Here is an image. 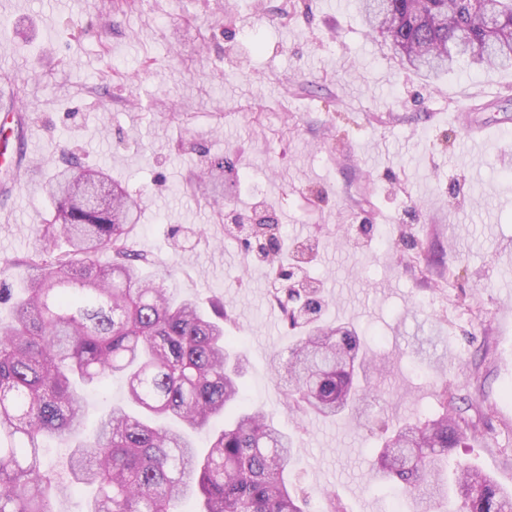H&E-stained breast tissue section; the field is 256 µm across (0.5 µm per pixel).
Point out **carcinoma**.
I'll return each mask as SVG.
<instances>
[{"instance_id": "obj_1", "label": "carcinoma", "mask_w": 512, "mask_h": 512, "mask_svg": "<svg viewBox=\"0 0 512 512\" xmlns=\"http://www.w3.org/2000/svg\"><path fill=\"white\" fill-rule=\"evenodd\" d=\"M363 23L402 64L426 76L462 60L512 68V0H356ZM50 224L21 264L20 292L1 288L13 316L0 323V512H55L64 483L45 469L42 442L69 441L84 427V390L119 375L128 406L104 413L75 445L70 482L92 490L89 512H178L187 495L199 512H309L288 482L292 437L244 402L241 358L224 335V301L213 314L148 278V256L129 244L138 198L74 157L49 183ZM275 253L270 224L251 237ZM289 326L306 328L271 367L301 415L335 419L373 395L359 379L363 342L320 322L314 288L276 289ZM389 425L369 480L413 499L423 512H512V494L482 471L448 457L473 436L461 407ZM232 412L206 450L189 430Z\"/></svg>"}]
</instances>
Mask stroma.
<instances>
[{
	"label": "stroma",
	"instance_id": "stroma-1",
	"mask_svg": "<svg viewBox=\"0 0 512 512\" xmlns=\"http://www.w3.org/2000/svg\"><path fill=\"white\" fill-rule=\"evenodd\" d=\"M0 71L27 142L0 172V280L16 283L49 173L76 156L138 196L131 237L155 275L226 303L245 400L293 435L311 512L326 491L345 512H412L368 483L372 449L382 421L437 414L445 389L483 407L454 458L512 491L511 69L427 81L348 0H0ZM222 155L216 190L203 162ZM259 222L304 250L324 319L389 361L357 414L289 409L269 356L295 333L235 230Z\"/></svg>",
	"mask_w": 512,
	"mask_h": 512
}]
</instances>
